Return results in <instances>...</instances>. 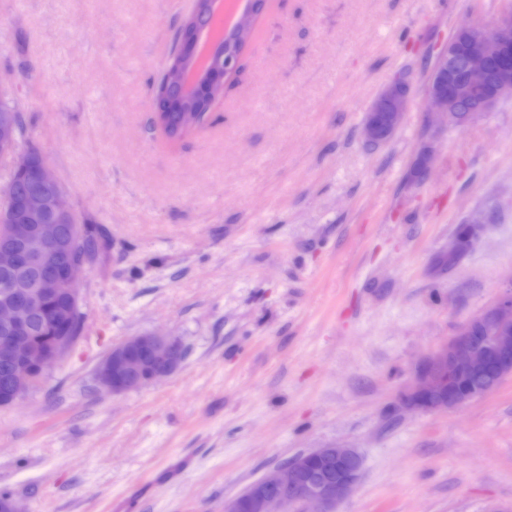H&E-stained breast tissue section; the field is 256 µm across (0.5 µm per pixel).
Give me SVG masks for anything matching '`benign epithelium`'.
Here are the masks:
<instances>
[{"mask_svg": "<svg viewBox=\"0 0 512 512\" xmlns=\"http://www.w3.org/2000/svg\"><path fill=\"white\" fill-rule=\"evenodd\" d=\"M259 9L250 5L224 32L221 50L210 55L193 84L186 81L196 58L186 55L187 36L177 31V47L160 79L152 110L160 124L167 120L168 106L178 113L175 125L185 132L192 123L206 118L199 109L204 101L211 105L236 75L241 50L251 19ZM469 34L466 50L454 57L451 41H446L432 55L426 99L448 126L462 127L481 112H489L503 99L512 96V69L494 68L492 61L506 45L512 44V8L495 23L494 34L479 24L461 26ZM486 87L490 92L471 99L465 89ZM410 102L407 83L398 79L377 97L363 130L366 144L376 146L397 131ZM14 116L0 113V153L13 156V170L37 166L39 189L24 196L23 205L31 223L13 222L6 235H0V360L11 367V387L0 398V407H8L40 383L49 367L63 360L65 342L60 337L37 344L32 336L34 317H43L48 326L63 320L76 308L77 273L81 265L70 263L64 274L57 273L62 258L74 246L77 225L74 213L63 198V191L52 175L41 152L29 147L14 148ZM474 240L473 221L462 224L451 253L468 251ZM26 259L39 276L26 288L14 286L20 259ZM66 296L70 304L48 314L45 299ZM183 345L173 337L159 334L131 336L112 345L95 369L97 386L114 396L150 384L171 374L181 363ZM512 286L504 289L492 303L463 322L447 342L432 352L415 370L406 394L407 404L417 410L442 411L460 408L497 388L476 391L466 385L474 375L495 372L498 380L512 375ZM318 461L336 462V476L314 482L306 474ZM363 466L361 455L353 448H315L281 466L274 474L254 482L246 493L254 512H336V506L355 489Z\"/></svg>", "mask_w": 512, "mask_h": 512, "instance_id": "obj_1", "label": "benign epithelium"}]
</instances>
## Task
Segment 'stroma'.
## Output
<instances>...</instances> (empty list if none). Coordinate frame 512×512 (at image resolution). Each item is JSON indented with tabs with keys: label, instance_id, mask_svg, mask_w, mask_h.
I'll return each mask as SVG.
<instances>
[{
	"label": "stroma",
	"instance_id": "1",
	"mask_svg": "<svg viewBox=\"0 0 512 512\" xmlns=\"http://www.w3.org/2000/svg\"><path fill=\"white\" fill-rule=\"evenodd\" d=\"M511 5L267 0L208 122L172 141L151 103L190 0H0V86L106 245L79 275L82 339L0 407V492L23 512H224L298 452L354 448L339 512L512 504V377L452 412L403 400L512 283V99L437 131L424 99L428 54ZM398 77L411 103L367 145ZM474 212L497 221L449 259ZM150 332L181 366L99 390L112 345ZM409 102V87L404 80L389 84L367 113L363 130L366 144L376 146L389 140L397 131Z\"/></svg>",
	"mask_w": 512,
	"mask_h": 512
}]
</instances>
